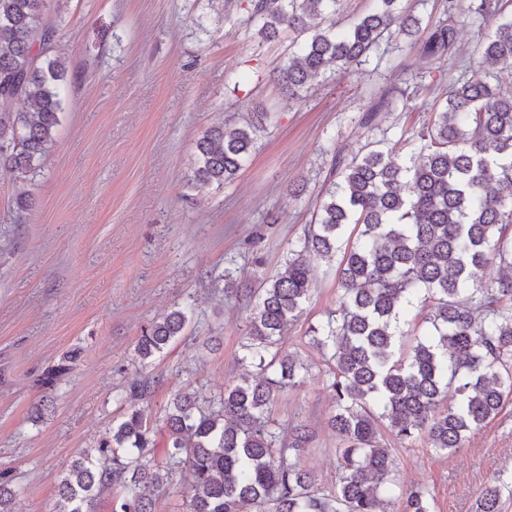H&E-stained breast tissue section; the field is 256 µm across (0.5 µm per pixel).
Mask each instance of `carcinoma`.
Listing matches in <instances>:
<instances>
[{
  "label": "carcinoma",
  "instance_id": "cac0c4a2",
  "mask_svg": "<svg viewBox=\"0 0 512 512\" xmlns=\"http://www.w3.org/2000/svg\"><path fill=\"white\" fill-rule=\"evenodd\" d=\"M376 0L371 11L336 31L340 0H250L246 27L264 39L288 30L298 52L274 75L297 98L314 79L347 72L399 31L415 38L420 19ZM506 0H448V22L430 28L422 53H452L456 12L493 22L482 43L486 62L512 68V19ZM61 21L48 0H0V102L23 99L32 112L0 111V168L24 177L36 168L59 125L61 88L68 68L55 55ZM257 121L227 122L196 142L194 184L232 182L255 150ZM428 143L393 159L380 148L334 158L317 222L290 249L284 271L262 282L249 310L241 363L252 373L224 387L218 400L175 394L166 415L170 469L185 467L189 512H387L398 493L402 512H433L425 490L395 491L393 457L384 434L400 443L417 438L449 456L469 434L501 412L512 395V89L459 79L426 130ZM363 227L357 244L341 250L346 226ZM343 251L342 291L336 313L310 329V344L326 362L334 400L328 424L340 439V475L322 487L301 456L312 440L308 426L284 436L269 409L286 387L302 384L312 365L279 352L288 325L311 293L310 261ZM498 262L490 283L480 272ZM430 303L429 330L398 352L407 307ZM186 314L174 310L143 334L142 360L181 335ZM68 367L37 379L52 390ZM452 401L442 412L440 404ZM169 474L153 455L143 410L131 406L112 436L83 451L63 470L50 512H93L94 492L114 483L126 495L113 512H154ZM507 485L481 491L475 512H502ZM18 488L0 471V512H12Z\"/></svg>",
  "mask_w": 512,
  "mask_h": 512
}]
</instances>
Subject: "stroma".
Instances as JSON below:
<instances>
[{"mask_svg":"<svg viewBox=\"0 0 512 512\" xmlns=\"http://www.w3.org/2000/svg\"><path fill=\"white\" fill-rule=\"evenodd\" d=\"M247 0H61L57 42L70 82L54 144L24 182L0 171V470L22 488L13 512H50L64 467L111 432L133 378L155 385L144 400L157 461L168 446L165 409L175 393L223 394L245 368L247 298L283 267L320 204L336 155L371 142L404 153L458 77L484 79L478 21L456 16L453 54L430 61L404 35L344 74L289 98L274 73L293 35L261 41L246 28ZM388 92L393 106L360 122ZM270 112L257 148L224 186L189 176L210 126ZM34 204L18 210L20 185ZM337 260L311 262L312 292L282 348L312 378L280 392L271 418L305 423L314 440L302 463L320 484L338 478L340 440L327 425L324 361L307 335L341 295ZM185 309L186 328L141 361L142 329ZM69 362L50 393L35 380ZM49 395L53 409L38 416ZM394 478L426 490L434 512H475L492 479L512 483V402L469 436L460 454L425 440L395 444Z\"/></svg>","mask_w":512,"mask_h":512,"instance_id":"stroma-1","label":"stroma"}]
</instances>
